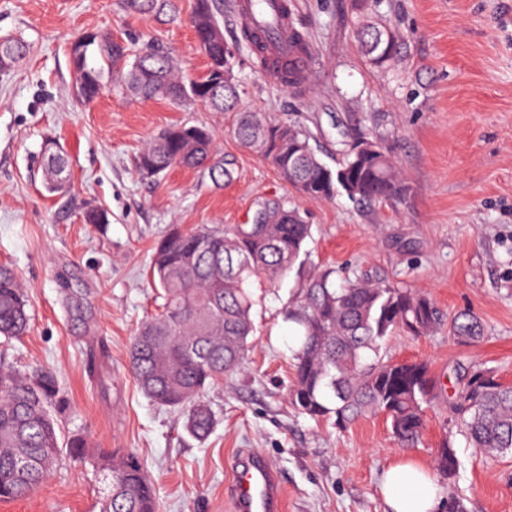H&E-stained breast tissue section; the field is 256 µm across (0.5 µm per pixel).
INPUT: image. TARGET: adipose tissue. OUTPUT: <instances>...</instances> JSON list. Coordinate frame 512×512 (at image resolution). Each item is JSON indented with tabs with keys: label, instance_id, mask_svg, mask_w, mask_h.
<instances>
[{
	"label": "adipose tissue",
	"instance_id": "ef3b65f1",
	"mask_svg": "<svg viewBox=\"0 0 512 512\" xmlns=\"http://www.w3.org/2000/svg\"><path fill=\"white\" fill-rule=\"evenodd\" d=\"M381 490L390 512H441L443 498L430 471L412 459L391 464Z\"/></svg>",
	"mask_w": 512,
	"mask_h": 512
}]
</instances>
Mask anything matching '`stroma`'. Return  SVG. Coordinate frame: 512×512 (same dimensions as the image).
<instances>
[{
  "label": "stroma",
  "instance_id": "stroma-1",
  "mask_svg": "<svg viewBox=\"0 0 512 512\" xmlns=\"http://www.w3.org/2000/svg\"><path fill=\"white\" fill-rule=\"evenodd\" d=\"M225 42L241 85L236 111L141 101L120 88L85 103L73 91V40L86 31L141 49L170 52L184 79L208 60L190 18L195 0H173L171 16L148 20L117 0H0V38L28 42L26 58L0 72V264L13 267L30 329L0 342V360L32 375L53 371L65 404L62 439L83 437L85 459L61 454L42 487L0 500V512H101L100 458L137 457L160 512H233L227 488L248 448L278 470L283 512H388L383 472L411 457L435 469L451 440L461 466L439 479L466 512H512V454L485 458L466 445L450 403L458 376L484 364L512 384V0H288L314 47L309 83L289 90L256 64L221 0ZM395 32L400 52L371 65L355 38L365 17ZM288 123L312 136L335 166L362 137L380 140L409 186L404 200L364 205L297 193L232 129L240 113ZM191 123L214 131L215 159L228 176L174 166L142 175L140 152L164 128ZM68 156L69 187L44 189L45 148ZM298 208L311 226V265L343 277L386 280L430 297L444 318L471 314L478 342L447 328L390 337L380 355L427 362L440 395L425 411L421 443L407 447L383 415L347 429L298 414L288 402L294 338L282 311L302 279L288 276L253 309L254 337L243 365L209 387L215 426L194 439L180 413L139 390L128 365L131 337L157 309L152 249L172 226L249 224L261 206ZM104 212L102 224L83 220Z\"/></svg>",
  "mask_w": 512,
  "mask_h": 512
}]
</instances>
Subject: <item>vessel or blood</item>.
Here are the masks:
<instances>
[{
  "instance_id": "1",
  "label": "vessel or blood",
  "mask_w": 512,
  "mask_h": 512,
  "mask_svg": "<svg viewBox=\"0 0 512 512\" xmlns=\"http://www.w3.org/2000/svg\"><path fill=\"white\" fill-rule=\"evenodd\" d=\"M239 23L278 30L280 37L268 44L267 58L288 47V23L280 13V0H240ZM234 512H282L283 487L276 469L259 454L244 452L236 460L231 485Z\"/></svg>"
}]
</instances>
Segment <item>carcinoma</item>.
<instances>
[{"label": "carcinoma", "instance_id": "carcinoma-1", "mask_svg": "<svg viewBox=\"0 0 512 512\" xmlns=\"http://www.w3.org/2000/svg\"><path fill=\"white\" fill-rule=\"evenodd\" d=\"M121 7L144 17L168 13L169 0H120ZM219 0H196L192 15L196 41L205 42L221 28ZM358 41L371 64L381 66L400 50L391 31L366 23ZM209 73L224 70L231 59L227 43L202 46ZM27 45L20 38L0 40V69L19 63ZM122 45L95 33L72 44L75 92L86 102L96 99L125 57ZM171 56L149 48L122 72L119 86L141 99L174 103L200 101L221 112L239 102V85L205 92L208 78L184 82L172 74ZM278 81L298 89L308 73L293 62L274 66ZM234 137L271 163L300 194L331 199L343 190L355 201H398L409 190L383 145L357 155L348 150L336 169L317 157L310 136L288 124H271L254 113L240 115ZM214 134L199 125L168 127L167 136L151 141L139 155L138 167L149 162L163 173L173 166L204 168L214 151ZM67 162L48 151L44 187L66 190ZM266 224L220 228H171L154 248L150 272L163 299L158 312L137 330L129 365L141 392L152 402L184 412L186 428L204 440L214 416L204 402L207 387L241 367L254 336L252 308L256 291L275 288L303 266L311 236L300 211L285 204L265 207ZM294 325L292 377L288 400L300 414L332 420L338 428L367 413H382L394 438L407 446L423 433L425 406L437 396V383L421 361L389 362L379 357L382 345L398 333L428 335L442 324L439 310L424 294L389 282L362 279L336 282L332 268L311 272L296 300L284 309ZM30 315L15 271L0 266V336H23ZM449 329L462 343L479 338L478 320L459 315ZM454 410L461 435L479 451L500 456L512 453V385L494 370L476 365L459 377ZM60 386L50 372L21 376L0 364V498H24L40 488L60 455L57 420L50 407L59 401ZM436 466L454 478L460 461L452 442L444 441ZM106 485L102 512H159L156 492L133 456L121 463H100Z\"/></svg>", "mask_w": 512, "mask_h": 512}]
</instances>
